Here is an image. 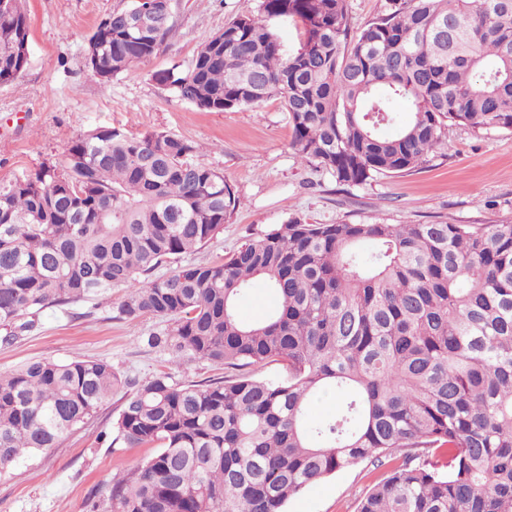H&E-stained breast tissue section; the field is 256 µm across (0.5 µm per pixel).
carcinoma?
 <instances>
[{"label":"carcinoma","instance_id":"1","mask_svg":"<svg viewBox=\"0 0 512 512\" xmlns=\"http://www.w3.org/2000/svg\"><path fill=\"white\" fill-rule=\"evenodd\" d=\"M135 8L152 14L145 31L129 26ZM171 18L165 0H121L87 38L91 75L107 86L159 54ZM273 19L302 23L298 49ZM29 27L25 0H0V86L27 68ZM152 80L203 112L281 98L296 154L359 186L422 167L450 126L512 132V0H389L353 38L347 0H256ZM237 206L222 172L160 130L95 127L61 167L0 181L4 340L30 314L124 288L118 317L166 320L176 351L287 373L134 385L105 360L28 363L0 374V471L120 392L118 435L158 452L112 478L107 512H283L364 461L392 466L358 512H512V220L291 218L217 261L172 266ZM259 277L280 306L246 322L237 303ZM328 393L336 415L310 425Z\"/></svg>","mask_w":512,"mask_h":512}]
</instances>
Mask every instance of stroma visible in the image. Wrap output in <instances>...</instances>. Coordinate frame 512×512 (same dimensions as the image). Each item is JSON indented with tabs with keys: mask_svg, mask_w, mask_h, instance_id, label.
Wrapping results in <instances>:
<instances>
[{
	"mask_svg": "<svg viewBox=\"0 0 512 512\" xmlns=\"http://www.w3.org/2000/svg\"><path fill=\"white\" fill-rule=\"evenodd\" d=\"M119 0H27L30 63L11 85L0 86V180L61 165L73 140L112 126L130 133L158 129L201 146V162L223 172L239 204L205 247L182 263H207L235 251L288 219L308 224H493L512 219V133L448 129L450 150L425 169L380 176L358 187L337 185L295 154L281 99L255 110L201 112L169 97L150 78L173 64H189L197 49L254 0H173L174 31L149 62L101 86L85 65L87 37ZM125 295L42 311L31 330L0 341V372L36 360L101 359L143 383L169 373L179 384L207 385L233 369L157 343L167 323L144 316L118 318ZM122 408L110 397L88 423L58 447L20 459L0 472V512H104L114 475L153 456L130 448L115 423ZM383 476L369 462L350 466L293 497L284 512H356Z\"/></svg>",
	"mask_w": 512,
	"mask_h": 512,
	"instance_id": "1",
	"label": "stroma"
}]
</instances>
